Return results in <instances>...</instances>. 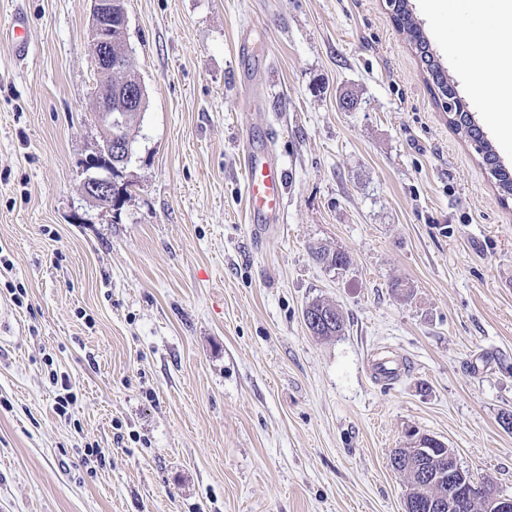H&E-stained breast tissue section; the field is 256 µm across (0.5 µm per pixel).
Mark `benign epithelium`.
Here are the masks:
<instances>
[{"label":"benign epithelium","instance_id":"1","mask_svg":"<svg viewBox=\"0 0 512 512\" xmlns=\"http://www.w3.org/2000/svg\"><path fill=\"white\" fill-rule=\"evenodd\" d=\"M112 18V0H92L90 33L92 42L91 64L96 74L103 80L104 88L95 93L90 109L101 131L102 144L86 160V170L90 174L84 181L86 198L98 205L112 207L119 187L116 176L121 165L131 157V145L123 137L124 117L130 110L143 111L147 99L146 89L141 83L113 85L112 77L124 69L122 61L112 60V45L104 37L108 20ZM435 449L427 448L423 438L411 442L407 449L408 463L415 473L421 476L422 488L433 484L441 487L439 495L429 504L435 512H460L468 501L481 497L485 499L487 512H512V497L499 494L489 484H482L462 470L456 461L454 450L446 449L448 468L433 470L428 459ZM402 456H397L393 466L402 464Z\"/></svg>","mask_w":512,"mask_h":512}]
</instances>
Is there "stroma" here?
Returning a JSON list of instances; mask_svg holds the SVG:
<instances>
[{"label": "stroma", "mask_w": 512, "mask_h": 512, "mask_svg": "<svg viewBox=\"0 0 512 512\" xmlns=\"http://www.w3.org/2000/svg\"><path fill=\"white\" fill-rule=\"evenodd\" d=\"M124 2L148 106L114 210L83 193L91 0H0L30 46L0 35V512H401L415 434L512 496V204L388 0ZM410 5L512 168V114L448 49L466 0ZM268 123L288 186L264 226L242 157ZM316 300L340 335L308 331ZM13 27L10 35L14 45L15 54L19 60H24L30 51L26 38V21L22 13H15Z\"/></svg>", "instance_id": "stroma-1"}]
</instances>
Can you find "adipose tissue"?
Masks as SVG:
<instances>
[{"instance_id":"1","label":"adipose tissue","mask_w":512,"mask_h":512,"mask_svg":"<svg viewBox=\"0 0 512 512\" xmlns=\"http://www.w3.org/2000/svg\"><path fill=\"white\" fill-rule=\"evenodd\" d=\"M468 12L477 24L452 39L451 51H469L471 69L478 78L473 90L488 99L492 111L512 112V53L502 51V43L512 40V0H467ZM495 19L494 28H487L486 19ZM488 73L499 74V81L491 86L480 83Z\"/></svg>"}]
</instances>
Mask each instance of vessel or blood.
<instances>
[{"label": "vessel or blood", "instance_id": "1", "mask_svg": "<svg viewBox=\"0 0 512 512\" xmlns=\"http://www.w3.org/2000/svg\"><path fill=\"white\" fill-rule=\"evenodd\" d=\"M18 59H25L30 51L26 38V21L22 13H15L10 32ZM245 195L252 221L278 224L284 218V189L286 173L271 148L269 137L249 139L243 156Z\"/></svg>", "mask_w": 512, "mask_h": 512}]
</instances>
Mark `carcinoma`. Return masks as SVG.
Listing matches in <instances>:
<instances>
[{"mask_svg": "<svg viewBox=\"0 0 512 512\" xmlns=\"http://www.w3.org/2000/svg\"><path fill=\"white\" fill-rule=\"evenodd\" d=\"M393 20L397 30L410 35V40L421 53L426 64V72L431 79L430 89L434 95L445 103L448 112V125L464 137L479 144L482 163L489 166V173L495 180L500 199L506 203L512 199V170L497 162L493 145L476 132V126L463 116V104L457 96L454 84L447 78L440 64L428 53V44L422 30L412 19L408 9V0H398L394 9ZM127 42V16L123 0L112 4V55H117L123 43ZM315 259L329 266H341L347 263V257L340 253L326 252L320 248L313 251Z\"/></svg>", "mask_w": 512, "mask_h": 512, "instance_id": "1", "label": "carcinoma"}]
</instances>
